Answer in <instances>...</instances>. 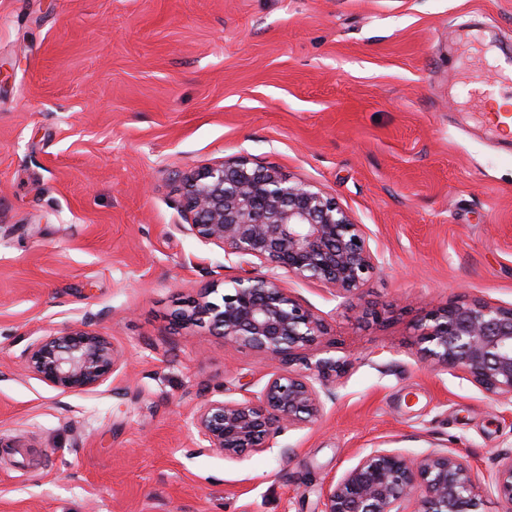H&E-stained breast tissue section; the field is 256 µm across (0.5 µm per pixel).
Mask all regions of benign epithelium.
Listing matches in <instances>:
<instances>
[{
    "label": "benign epithelium",
    "instance_id": "benign-epithelium-1",
    "mask_svg": "<svg viewBox=\"0 0 512 512\" xmlns=\"http://www.w3.org/2000/svg\"><path fill=\"white\" fill-rule=\"evenodd\" d=\"M181 198L189 234L220 247L226 260L251 258L267 268L264 275L233 280L222 303L207 301L180 313L208 319L229 349L261 354L271 366L259 390L207 400L192 417L205 448L238 462L271 448L285 429L314 424L334 395L330 378L343 370V362L321 356L323 320L283 286L280 272L320 282L352 304L378 257L364 225L334 198L274 166L237 159L187 172ZM415 336L430 367L460 371L512 405V305L433 307ZM23 361L51 386L84 392L105 382L122 356L106 336L64 328L32 340ZM488 485L504 512H512V452L500 456ZM322 505V512H478L479 498L461 454L373 448L327 485Z\"/></svg>",
    "mask_w": 512,
    "mask_h": 512
}]
</instances>
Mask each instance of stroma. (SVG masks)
Returning <instances> with one entry per match:
<instances>
[{"label":"stroma","mask_w":512,"mask_h":512,"mask_svg":"<svg viewBox=\"0 0 512 512\" xmlns=\"http://www.w3.org/2000/svg\"><path fill=\"white\" fill-rule=\"evenodd\" d=\"M473 23L512 56V0H0V512H321L372 448L467 456L501 512L512 407L414 344L431 308L512 305V142L463 93L495 80ZM233 157L334 197L379 256L353 306L284 278L346 369L240 462L190 421L268 363L174 319L266 272L180 229L177 175ZM66 325L122 353L103 385L23 369ZM489 489L506 505L504 512L512 511V452L503 454L488 477Z\"/></svg>","instance_id":"stroma-1"}]
</instances>
